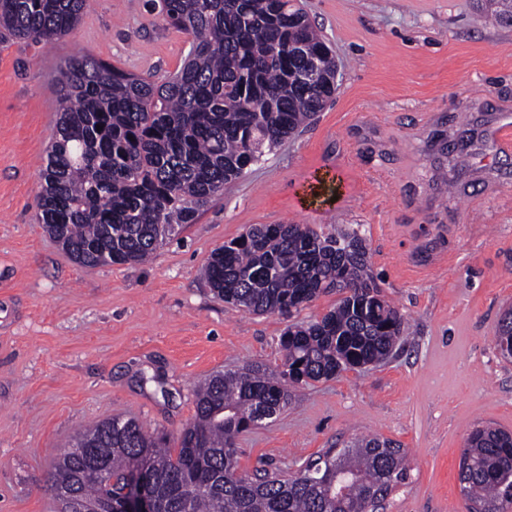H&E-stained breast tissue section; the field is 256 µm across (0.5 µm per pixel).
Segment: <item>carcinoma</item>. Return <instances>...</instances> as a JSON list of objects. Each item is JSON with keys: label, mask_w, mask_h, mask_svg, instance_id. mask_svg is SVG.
Returning <instances> with one entry per match:
<instances>
[{"label": "carcinoma", "mask_w": 512, "mask_h": 512, "mask_svg": "<svg viewBox=\"0 0 512 512\" xmlns=\"http://www.w3.org/2000/svg\"><path fill=\"white\" fill-rule=\"evenodd\" d=\"M88 0H0V37L51 43L71 34ZM499 19L512 0H484ZM191 36L181 68L158 82L95 58L58 69L56 132L41 173L39 221L82 265H140L195 223L224 185L311 123L336 94L337 63L295 0H162ZM102 130H97V126ZM211 290L249 314L299 312L343 294L320 319L288 325L282 369L217 372L195 390L178 448L133 418L79 433L49 476L61 512H124L133 480L151 512H373L407 478V454L363 438L295 472L237 468L236 439L288 408L290 388L388 359L404 316L371 275L360 225L260 224L211 253ZM495 343L512 357V310ZM458 481L469 512H512V433L480 425Z\"/></svg>", "instance_id": "cac0c4a2"}]
</instances>
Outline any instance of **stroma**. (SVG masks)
Instances as JSON below:
<instances>
[{
  "label": "stroma",
  "instance_id": "obj_1",
  "mask_svg": "<svg viewBox=\"0 0 512 512\" xmlns=\"http://www.w3.org/2000/svg\"><path fill=\"white\" fill-rule=\"evenodd\" d=\"M339 67L334 102L225 185L144 264H76L43 231L40 175L60 64L88 54L164 79L191 38L160 0H90L51 44L0 40V512H56L46 478L84 427L133 416L176 443L209 375L282 365L277 314L237 312L200 271L256 224H359L400 350L298 388L237 441V466L288 472L361 436L410 453L383 512H468V433L512 432V25L477 0H299ZM510 320L507 323V320ZM495 343L504 358L512 357V310H506L499 322L495 336Z\"/></svg>",
  "mask_w": 512,
  "mask_h": 512
}]
</instances>
